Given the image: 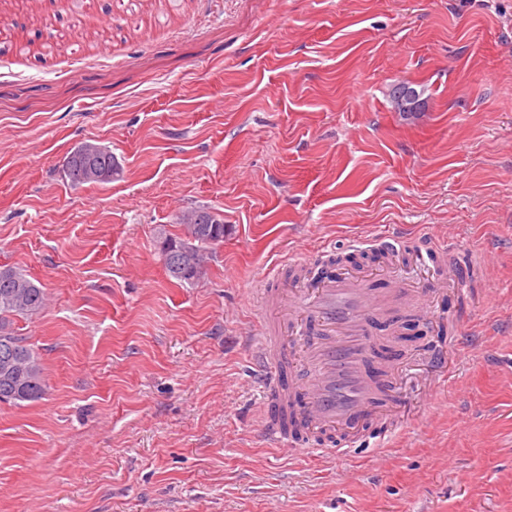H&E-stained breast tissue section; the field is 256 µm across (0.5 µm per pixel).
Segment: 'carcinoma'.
<instances>
[{"label":"carcinoma","instance_id":"carcinoma-1","mask_svg":"<svg viewBox=\"0 0 512 512\" xmlns=\"http://www.w3.org/2000/svg\"><path fill=\"white\" fill-rule=\"evenodd\" d=\"M121 171L112 151L85 142L67 153L63 173L74 186L110 183ZM182 233L162 238L160 253L166 272L180 282L203 276L201 263L207 248L224 241V219L208 207H196L175 217ZM48 294L13 266H0V403L36 401L45 389L39 357L10 325L13 316L44 310Z\"/></svg>","mask_w":512,"mask_h":512}]
</instances>
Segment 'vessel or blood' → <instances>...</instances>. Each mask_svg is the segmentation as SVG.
Returning a JSON list of instances; mask_svg holds the SVG:
<instances>
[{"instance_id": "obj_1", "label": "vessel or blood", "mask_w": 512, "mask_h": 512, "mask_svg": "<svg viewBox=\"0 0 512 512\" xmlns=\"http://www.w3.org/2000/svg\"><path fill=\"white\" fill-rule=\"evenodd\" d=\"M335 248L288 263L304 287L283 289L281 273H273L252 289L263 315V330L252 350L259 378L264 434L280 449L299 455L345 454L363 438L368 424L387 435V415L395 391H380L376 376L383 363L372 344L374 320L398 319L411 310L429 319V303L403 282L374 290L362 274L334 275L329 269ZM417 259L431 263L442 282H456L458 265L448 246L422 242Z\"/></svg>"}]
</instances>
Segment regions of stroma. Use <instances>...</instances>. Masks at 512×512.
I'll use <instances>...</instances> for the list:
<instances>
[{"label": "stroma", "instance_id": "stroma-1", "mask_svg": "<svg viewBox=\"0 0 512 512\" xmlns=\"http://www.w3.org/2000/svg\"><path fill=\"white\" fill-rule=\"evenodd\" d=\"M0 41V265L49 296L13 320L47 390L0 404V512H512V0H0ZM84 141L121 178L71 186ZM198 206L224 241L181 283L158 240ZM352 238L377 288L426 287L427 238L491 266L431 301L445 379L405 344L391 434L289 456L249 290Z\"/></svg>", "mask_w": 512, "mask_h": 512}]
</instances>
